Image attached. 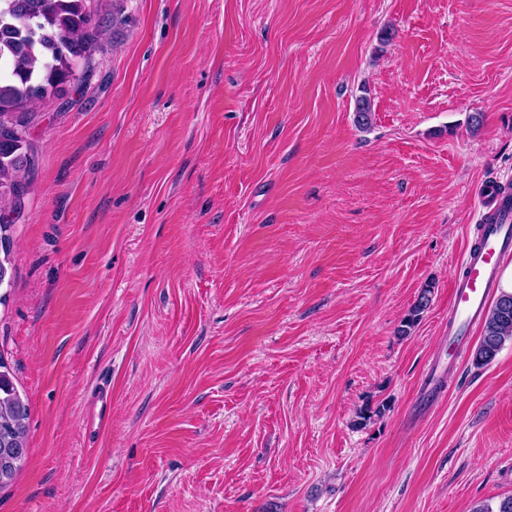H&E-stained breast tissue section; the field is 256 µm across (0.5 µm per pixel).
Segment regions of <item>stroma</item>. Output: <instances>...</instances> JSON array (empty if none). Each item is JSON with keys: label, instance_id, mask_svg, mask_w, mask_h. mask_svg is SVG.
Listing matches in <instances>:
<instances>
[{"label": "stroma", "instance_id": "stroma-1", "mask_svg": "<svg viewBox=\"0 0 512 512\" xmlns=\"http://www.w3.org/2000/svg\"><path fill=\"white\" fill-rule=\"evenodd\" d=\"M92 5L106 23L120 7L114 38L27 128L0 356L28 455L0 512L512 496V342L478 368L481 328L442 340L475 191L512 182V0ZM431 287H423L419 292L415 302L411 305L408 313L401 321V325L397 330L400 337H407L411 334L412 330L419 323L423 313L429 308L431 304Z\"/></svg>", "mask_w": 512, "mask_h": 512}]
</instances>
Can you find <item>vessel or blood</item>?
I'll return each mask as SVG.
<instances>
[{
	"mask_svg": "<svg viewBox=\"0 0 512 512\" xmlns=\"http://www.w3.org/2000/svg\"><path fill=\"white\" fill-rule=\"evenodd\" d=\"M482 234L465 253L452 283L448 340L455 343L470 335L494 293L502 259L512 254V190L489 180L478 192Z\"/></svg>",
	"mask_w": 512,
	"mask_h": 512,
	"instance_id": "1",
	"label": "vessel or blood"
}]
</instances>
